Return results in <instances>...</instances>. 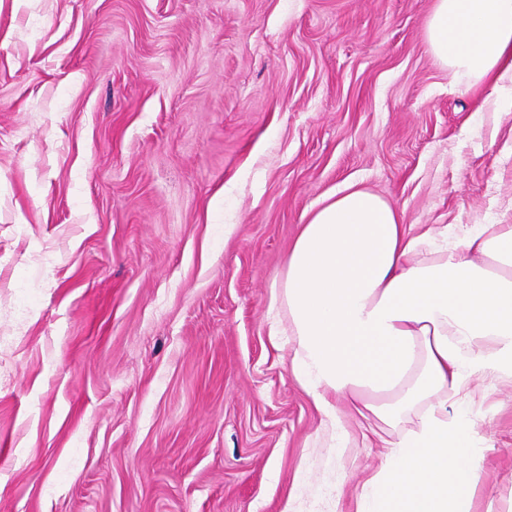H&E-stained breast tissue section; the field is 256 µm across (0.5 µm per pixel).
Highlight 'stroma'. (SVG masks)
<instances>
[{
  "label": "stroma",
  "instance_id": "obj_1",
  "mask_svg": "<svg viewBox=\"0 0 512 512\" xmlns=\"http://www.w3.org/2000/svg\"><path fill=\"white\" fill-rule=\"evenodd\" d=\"M435 0H0V512H355L273 347L305 214L512 221V100ZM473 512H512V378L478 377Z\"/></svg>",
  "mask_w": 512,
  "mask_h": 512
}]
</instances>
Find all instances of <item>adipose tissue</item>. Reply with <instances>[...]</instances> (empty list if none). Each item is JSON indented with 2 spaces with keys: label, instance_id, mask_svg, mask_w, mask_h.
Listing matches in <instances>:
<instances>
[{
  "label": "adipose tissue",
  "instance_id": "obj_1",
  "mask_svg": "<svg viewBox=\"0 0 512 512\" xmlns=\"http://www.w3.org/2000/svg\"><path fill=\"white\" fill-rule=\"evenodd\" d=\"M432 53L453 78L512 82V0H435ZM281 297L292 371L329 437H381L356 512H471L477 450L460 401L512 378V223L416 231L349 185L310 211ZM347 398L340 408L338 398Z\"/></svg>",
  "mask_w": 512,
  "mask_h": 512
}]
</instances>
